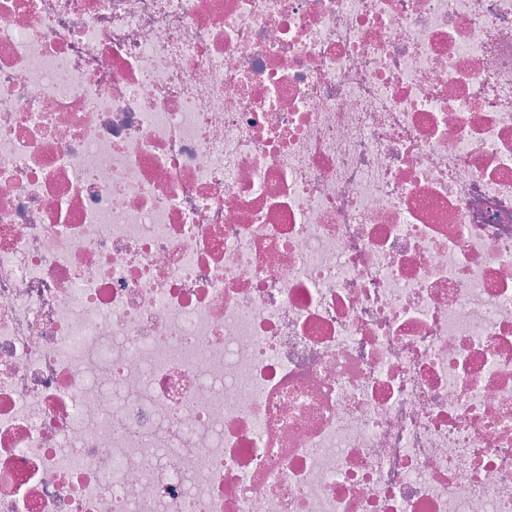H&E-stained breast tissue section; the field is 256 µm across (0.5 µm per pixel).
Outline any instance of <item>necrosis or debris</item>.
I'll use <instances>...</instances> for the list:
<instances>
[{
  "label": "necrosis or debris",
  "instance_id": "4bbe7bcc",
  "mask_svg": "<svg viewBox=\"0 0 512 512\" xmlns=\"http://www.w3.org/2000/svg\"><path fill=\"white\" fill-rule=\"evenodd\" d=\"M0 512H512V0H0Z\"/></svg>",
  "mask_w": 512,
  "mask_h": 512
}]
</instances>
